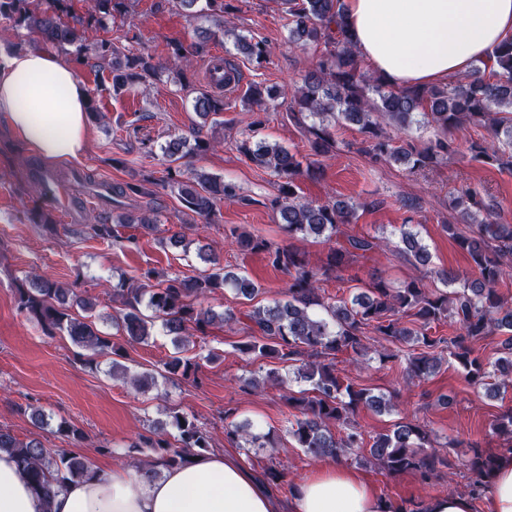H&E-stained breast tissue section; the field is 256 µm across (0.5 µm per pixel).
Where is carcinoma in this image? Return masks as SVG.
<instances>
[{"mask_svg": "<svg viewBox=\"0 0 512 512\" xmlns=\"http://www.w3.org/2000/svg\"><path fill=\"white\" fill-rule=\"evenodd\" d=\"M91 11L76 15L71 0H46V7L37 10L32 0H0V20L16 28H25L39 39L65 53L74 54L91 63V67L111 76L115 93L126 91L149 80L160 81L166 68L153 58L131 48L119 47L110 40L89 42L82 32L107 27L119 19L132 18L131 0H92ZM188 21L200 17L220 18L217 30L195 37L185 44L169 43V64L174 66L180 89L193 97V111L203 119H211L212 127L224 126L217 116L224 112V96L195 91L186 71L195 58L210 56L209 42L220 37H233L237 53L262 65L269 56L265 41L249 38L226 27L222 17L235 10L226 0H171ZM288 15L290 41L300 47L310 42L324 44L321 58L306 72L303 84L288 94L278 86L259 82L250 85L245 106L252 120L236 140L237 151L254 165L278 177L276 193L269 199L273 220L288 239L321 238L331 243L340 233V225L356 218L360 205L349 201L319 202L301 197L299 176L320 171L318 158L336 148L328 123H350L365 134L363 150L377 159L402 162L411 171L424 170L438 163L453 151L448 131L463 122L488 129L489 138L472 142L468 153L476 160L505 161L512 165V42L501 44L493 53L490 74L480 68L463 78L451 80L418 91L388 90L380 78L364 71L353 43L346 34L341 0H281ZM282 101L287 104L288 118L305 125L311 155L297 154L278 143L256 139V131L265 124L269 106ZM432 126L435 138L420 146L411 139L394 138L388 128L407 134L412 125ZM203 127L191 129L193 146L187 138L176 136L162 147L171 166L166 181L178 199L193 216L208 222L218 205L226 199L245 200L232 181L193 169L185 173L173 163L184 157L201 156L214 150V143L202 135ZM155 182L149 178L121 186L103 185L100 197L110 209L85 226L92 238L111 243L133 244L134 236H122L119 228L129 224L152 231L157 219L151 213L133 214L127 201L154 194ZM457 224L469 225V233L457 231L456 224L444 229L474 264L473 279L460 278L446 271L437 277L447 291L432 290L421 278L393 288L377 277L372 287L353 297L351 303L336 304L320 294L321 277L338 273L351 262L382 248L376 236L349 235L336 243L327 255L326 265L315 268L291 245L274 246L260 236L246 234L238 227L225 235L246 251L261 252L274 269L288 275L287 299L272 305H253L237 317L232 311L218 315L200 307L199 300L233 288L239 298L253 301L262 293L260 285L250 278L226 269L215 256H208L210 268L194 276L163 278L148 269L128 282L113 286L112 299L120 303V312L112 318L129 344H140L151 336L156 322H161L173 336L175 346L183 344L193 332L223 323L246 321L248 340L236 345L249 357L296 363L295 378L308 382L312 392L288 391V406L299 416L291 424L290 433L298 447L314 457L338 458L358 450L356 461L362 465H378L396 476L416 472L424 481L437 475L447 459L428 453L433 431L425 425L399 421L392 428L370 437L354 420L359 407L384 414L393 407L392 398L355 382L336 368V355L351 351L380 364L399 363L409 380L435 375L443 357L435 348L443 342L453 348L450 355L465 373L468 381L495 398L501 388L512 380V306L498 293L505 279L512 277V224L497 222L496 207L487 202L480 190L471 187L452 200ZM400 242L402 252L418 267L431 263V253L412 225L404 224ZM17 303L30 320L41 326L48 336L63 333L73 345L89 352L88 361L101 354H118L112 338L103 335L85 317L72 313L79 307L85 312L94 308L89 298L78 296L56 281L35 275L28 285L17 289ZM148 313H143L142 308ZM412 318V326L401 322L402 316ZM447 318L455 320L460 334L445 340L428 334L431 325ZM372 332L392 344L415 348L413 352L379 350L369 346ZM495 334L504 335L499 357L484 362L474 354L470 344ZM421 351H416V348ZM171 375H188L191 361L173 355L165 362ZM342 427L332 433L331 424ZM171 425L176 429V444L162 437L144 436L146 448L158 449V456L146 466L156 472L159 466H183L194 456L211 447L207 432L191 418L172 412ZM225 437L242 448H269L273 440L268 433L249 422L230 421L224 425ZM0 451L15 454L28 470L33 490L46 497L57 488L90 476L88 462L63 449L45 446L38 437L20 440L0 428ZM495 459L480 454L467 464V489L479 496L484 479L494 468Z\"/></svg>", "mask_w": 512, "mask_h": 512, "instance_id": "1", "label": "carcinoma"}]
</instances>
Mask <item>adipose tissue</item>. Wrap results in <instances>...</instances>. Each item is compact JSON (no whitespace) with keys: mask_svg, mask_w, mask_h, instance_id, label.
<instances>
[{"mask_svg":"<svg viewBox=\"0 0 512 512\" xmlns=\"http://www.w3.org/2000/svg\"><path fill=\"white\" fill-rule=\"evenodd\" d=\"M348 37L372 72L395 88L426 87L467 73L512 39V0H342ZM88 92L49 51L0 64V117L52 163L79 157L88 141ZM485 512H512V452L498 456L482 485ZM0 512H394L358 471L317 465L288 507L236 460L200 455L160 476L116 467L36 495L9 453L0 451Z\"/></svg>","mask_w":512,"mask_h":512,"instance_id":"ef3b65f1","label":"adipose tissue"}]
</instances>
